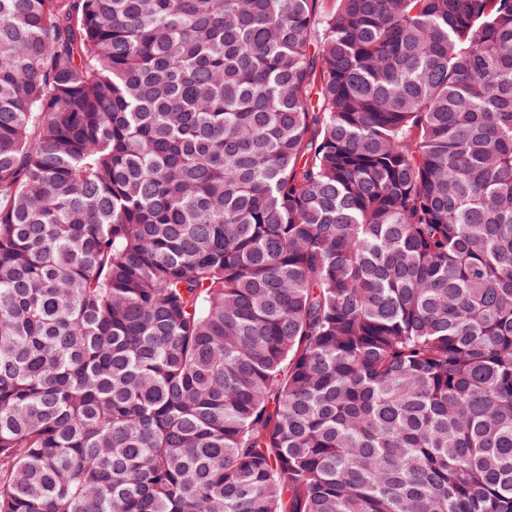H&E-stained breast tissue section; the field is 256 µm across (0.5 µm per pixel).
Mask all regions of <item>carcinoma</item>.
I'll list each match as a JSON object with an SVG mask.
<instances>
[{
	"mask_svg": "<svg viewBox=\"0 0 512 512\" xmlns=\"http://www.w3.org/2000/svg\"><path fill=\"white\" fill-rule=\"evenodd\" d=\"M0 0V512H512V0Z\"/></svg>",
	"mask_w": 512,
	"mask_h": 512,
	"instance_id": "carcinoma-1",
	"label": "carcinoma"
}]
</instances>
